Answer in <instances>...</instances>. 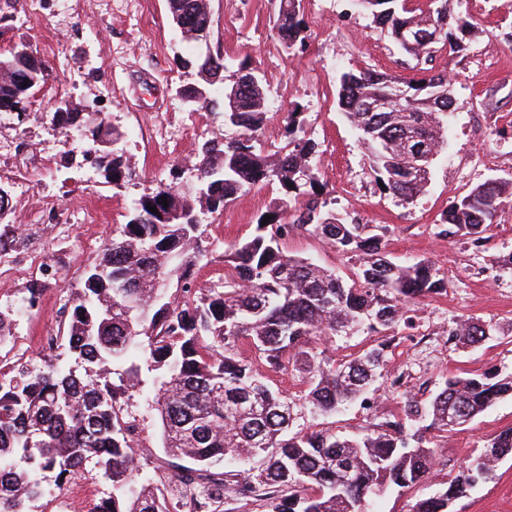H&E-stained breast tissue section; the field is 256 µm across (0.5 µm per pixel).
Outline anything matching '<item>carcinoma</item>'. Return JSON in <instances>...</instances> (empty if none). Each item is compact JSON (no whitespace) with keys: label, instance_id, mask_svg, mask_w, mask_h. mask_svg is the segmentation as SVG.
<instances>
[{"label":"carcinoma","instance_id":"1","mask_svg":"<svg viewBox=\"0 0 512 512\" xmlns=\"http://www.w3.org/2000/svg\"><path fill=\"white\" fill-rule=\"evenodd\" d=\"M374 26L419 64L433 61L438 46L464 49L473 27L448 14V0L432 8L407 0H355ZM299 0H279L276 30L292 50L307 39ZM171 20L186 31L208 29V0H168ZM429 31L430 42L405 37ZM14 70L0 76V109L25 110L33 91L49 78L33 54L8 51ZM208 72V96H187L193 111L205 109L234 130L193 149L189 163L204 194L181 195L179 183H159L142 196L127 223L87 273L71 299L64 336L68 355L84 364L77 373L64 363L33 361L10 377L0 373V512H29L42 492V475L61 486L89 468L106 478L112 492L92 512H224L232 495L262 497L268 512H367L388 490L424 483L435 456L426 434L448 431V417L470 424L500 399L512 397V372L451 375L427 399L403 390L409 374L390 363L402 332L413 328L411 306L448 294V278L428 260L391 262L382 235L369 225L324 210L312 160L317 144L304 112L284 117L283 146L268 142L271 122L262 78L251 63L232 62L221 51L185 61ZM406 97L393 99L396 86ZM338 103L359 135L380 190L413 204L428 181L411 165L413 149L440 155L448 139V117L456 111L453 83L445 73L406 78L372 69L340 77ZM96 161L106 163L116 186L130 167L105 143L121 138L98 128ZM275 183L281 197L257 220L254 233L224 254V278L207 288L176 294L155 287L158 276L186 281L205 257L201 228L243 190ZM178 198L200 217L198 224H171L160 204ZM305 202L291 208V203ZM157 208V213L149 207ZM512 207V178H489L452 200L441 213L438 235L460 236L479 249L487 232ZM293 212H288V209ZM307 232L357 257L345 281L330 269L284 251L288 238ZM383 335L362 354L333 360L317 340L356 332ZM496 333L471 317L452 322L448 342L476 347ZM247 343L268 368L263 373L241 356ZM139 359L151 374L152 410L161 422L163 448L175 459L161 477L143 470L135 452L136 424L122 416L121 402L140 386L138 371L118 372ZM293 372L304 389L288 396L271 374ZM402 394L404 417L387 420L372 433L350 438L324 430L294 429L298 405L314 415L335 414L358 403L369 409L376 383ZM512 456V428L483 446L448 485L416 501L412 512H450L455 501L494 476ZM248 463L244 473L230 470Z\"/></svg>","mask_w":512,"mask_h":512}]
</instances>
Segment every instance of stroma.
<instances>
[{"mask_svg": "<svg viewBox=\"0 0 512 512\" xmlns=\"http://www.w3.org/2000/svg\"><path fill=\"white\" fill-rule=\"evenodd\" d=\"M279 0H210L207 45L226 58L250 60L264 80L269 110L285 114L301 104L310 136L318 144L313 164L328 208L362 224L379 227L389 258L399 264L432 262L448 278L447 295L417 304L416 336L404 340L392 361L410 373L407 389L427 398L442 378L499 369L512 372V275L493 267V258L512 252V209L494 225L484 249L462 237L439 236L437 223L450 201L491 177L512 176V0H448V11L473 21L475 36L464 50L440 49L434 71L454 80L459 108L450 117L448 141L424 195L402 205L381 194L365 165L350 125L338 111L339 76L376 69L407 78L420 71L351 0H301L307 27L305 48L286 52L275 34ZM29 43L49 67L47 83L35 90L21 115L0 119V309H16L12 335L0 344V372L14 375L36 358H61L69 300L82 288L86 271L99 262L139 198L172 181L175 159L198 142L223 139L224 124L205 111H190L179 91L196 84L194 67L178 65L188 50L169 21L166 0H77L67 10L59 0H0V54ZM91 106L122 135L120 146L133 174L113 188L87 155L91 137L65 132L57 101ZM274 184L238 194L205 228V259L194 285L210 286L224 274L230 244L249 237L261 213L278 197ZM298 255L351 277L357 263L318 237L300 233L285 244ZM40 294L26 307L30 288ZM475 317L500 327L482 345L458 348L448 342L454 319ZM124 412L138 423V454L147 472H166L155 411L141 390L132 391ZM401 413L399 397L381 394L373 410L354 404L327 416L299 409L297 425L351 437ZM512 427V398L499 400L473 423L430 438L437 453L428 479L390 490L379 512H411L414 503L447 483L485 442ZM452 512H512V458L494 478L457 500Z\"/></svg>", "mask_w": 512, "mask_h": 512, "instance_id": "35a3bbf8", "label": "stroma"}]
</instances>
